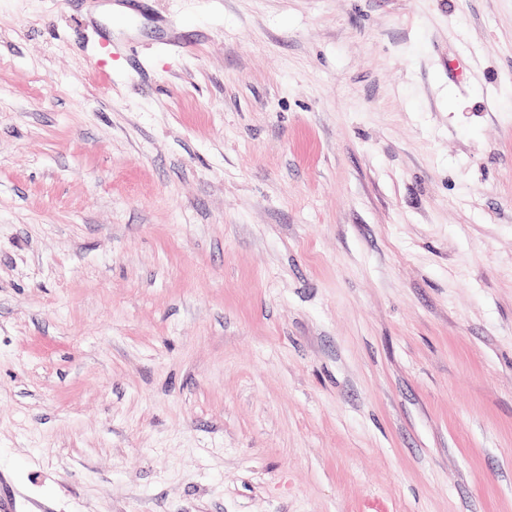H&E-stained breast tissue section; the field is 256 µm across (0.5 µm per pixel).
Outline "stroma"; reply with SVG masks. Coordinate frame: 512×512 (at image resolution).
<instances>
[{
    "mask_svg": "<svg viewBox=\"0 0 512 512\" xmlns=\"http://www.w3.org/2000/svg\"><path fill=\"white\" fill-rule=\"evenodd\" d=\"M0 0L10 512H512V0Z\"/></svg>",
    "mask_w": 512,
    "mask_h": 512,
    "instance_id": "obj_1",
    "label": "stroma"
}]
</instances>
